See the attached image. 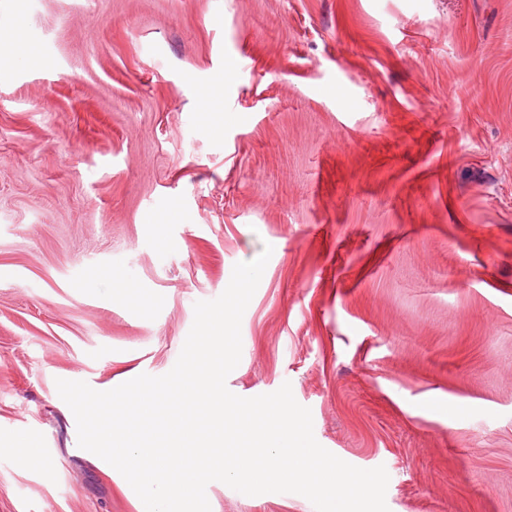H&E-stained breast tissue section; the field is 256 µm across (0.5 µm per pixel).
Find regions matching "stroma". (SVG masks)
Returning <instances> with one entry per match:
<instances>
[{"label": "stroma", "mask_w": 512, "mask_h": 512, "mask_svg": "<svg viewBox=\"0 0 512 512\" xmlns=\"http://www.w3.org/2000/svg\"><path fill=\"white\" fill-rule=\"evenodd\" d=\"M267 245L228 389L512 512V0H0V512H138L56 382L168 373Z\"/></svg>", "instance_id": "obj_1"}]
</instances>
